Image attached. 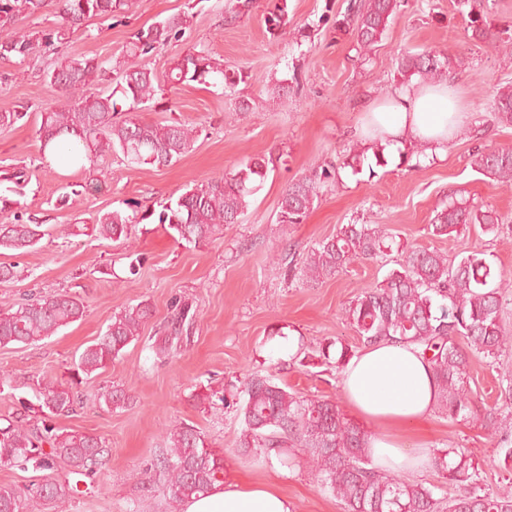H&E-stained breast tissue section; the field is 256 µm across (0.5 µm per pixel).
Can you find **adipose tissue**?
<instances>
[{
	"label": "adipose tissue",
	"mask_w": 512,
	"mask_h": 512,
	"mask_svg": "<svg viewBox=\"0 0 512 512\" xmlns=\"http://www.w3.org/2000/svg\"><path fill=\"white\" fill-rule=\"evenodd\" d=\"M464 120L449 86L415 83L394 88L371 105L357 135L395 145L418 141L441 155ZM342 393L351 413L371 428L376 467L415 472L424 467L428 452L409 454L402 442L406 426L424 420L438 399L432 368L419 347L387 341L367 346L345 366ZM184 512H291V507L275 486L221 483L186 502Z\"/></svg>",
	"instance_id": "obj_1"
}]
</instances>
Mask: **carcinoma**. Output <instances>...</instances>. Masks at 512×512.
<instances>
[{
    "label": "carcinoma",
    "instance_id": "1",
    "mask_svg": "<svg viewBox=\"0 0 512 512\" xmlns=\"http://www.w3.org/2000/svg\"><path fill=\"white\" fill-rule=\"evenodd\" d=\"M60 24L33 38L18 28L19 17L34 15L46 0H0V58L27 57L43 46L50 47L75 33L91 16L106 17L126 11L131 0H59ZM469 7L468 32L474 41L506 50L512 42L499 38L481 14L483 0H459ZM399 7V0H349L342 24L352 28L357 44L369 49L381 40ZM192 15L181 13L166 18L135 35L126 47L121 80L111 91L90 92L108 68L104 62L82 56L66 57L47 72L51 85L60 89L65 101L39 112L37 130L39 160L46 167L60 164L84 171L98 158L116 154L130 167L175 164L194 142V129L177 120L165 125L148 124L135 112L152 102L166 84L199 81L233 89L235 82L224 64L204 52L179 57L164 79L135 62L179 40L190 27ZM463 59L445 50L406 51L395 58L402 83L419 77L423 83L440 81L462 66ZM496 119L512 126V87L498 89L492 100ZM474 165L503 184L512 183V147L500 146L476 154ZM268 169L262 157L238 164L224 176L193 186L161 204L160 210L112 211L97 216L90 226L71 225L82 232L91 230L102 238H129L132 229L145 221L159 224L179 243L199 246L209 242L216 230L242 222L252 197L260 189ZM339 168L330 166L288 184L279 203L277 223L301 224L318 197L321 185L336 177ZM20 199L0 193V248L28 250L44 236L42 225L23 219ZM469 224L496 233L499 218L490 211L474 209L465 199H451L435 210L429 233L450 236ZM386 229L380 224H344L332 237L316 244L301 259L291 260L288 277L316 285L336 277L357 260H371L388 248ZM509 287L501 270L481 252L459 259L433 249L406 248L397 267L373 288L351 301L346 314L361 341L416 344L431 353L429 363L439 388L442 413L448 419L467 421L477 417L465 378L473 353L494 358L512 344L503 324L504 292ZM190 308L175 305V315L166 334L142 338L152 316L147 303H139L112 316L103 334L85 347L78 357L75 374L67 381L46 379L36 391L38 411L46 418L75 411V388L80 376H88L111 364L132 342L144 340L145 347L168 355L184 324L191 320ZM85 305L74 293L57 292L0 310V346L32 344L60 328L79 321ZM465 340V345L456 338ZM357 354V347L341 339L321 344L313 357L322 364L342 369ZM107 409L121 408L131 397L121 389L101 395ZM199 404L218 400L235 408L241 422L238 449L246 454L274 455L283 463L290 449L298 448L316 473L324 491L341 502L343 512H512V493H481L476 486L472 461L462 448L434 454L432 466L444 484L455 487L449 497H439L438 487L410 484L395 474L373 467L368 433L344 417L336 402L327 397L305 398L288 391L270 376L254 374L216 391L194 395ZM512 407L483 415L484 427L497 437L504 465L512 463ZM168 446L149 468V480L159 484L169 506L204 495L223 482L224 455L211 448L204 434L179 424L167 434ZM104 441L92 433L68 431L42 423L30 427L20 413L0 427V463L41 476L21 496L11 486L0 485V512H25L37 505L60 507L71 501L74 488L55 477L63 462L75 473L90 476L103 465Z\"/></svg>",
    "mask_w": 512,
    "mask_h": 512
}]
</instances>
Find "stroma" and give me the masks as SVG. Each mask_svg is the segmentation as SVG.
Segmentation results:
<instances>
[{
  "label": "stroma",
  "instance_id": "obj_1",
  "mask_svg": "<svg viewBox=\"0 0 512 512\" xmlns=\"http://www.w3.org/2000/svg\"><path fill=\"white\" fill-rule=\"evenodd\" d=\"M275 2L251 0L240 10L237 0H135L128 12L88 18L64 42L24 59H0V112L22 105L30 109L27 122L0 132V170L27 166L25 210L45 230L27 252L0 249V263L20 272L0 282V309L62 290L79 294L85 303L83 318L54 335L31 345L0 346V372L12 377L11 385L0 388V420L15 413L21 401L34 400L43 375L68 378L75 356L104 332L114 313L149 304L148 336L164 330L174 303L188 305L195 317L169 357L159 359L143 344H130L112 364L82 380L75 413L54 417L56 427L100 436L109 451L101 473L80 483L67 512H168L162 487L149 482L145 471L161 454L166 429L181 423L194 426L223 453L225 482L274 485L293 512H342L304 463L287 467L239 454L241 425L234 409L200 406L195 393L256 372L307 396L340 399L339 371L320 364L303 367L281 356L280 341L270 333L282 329L308 353L336 337L357 343L345 309L395 267L399 247L438 249L452 257L481 251L512 280V187L497 184L474 165L478 152L512 146V126L498 123L491 108L497 88L512 85V51L468 40V10L458 0H403L367 53L339 25L348 0H287L288 25L281 35L271 34L266 23ZM183 12L193 16L190 29L180 41L144 57V64L162 75L178 57L205 51L234 74L233 96L199 82L165 88L139 116L148 123L177 119L192 125V149L164 168H131L110 157L101 166L106 179L101 192L65 196V186L85 177L44 168L39 161L38 113L61 97L47 80V69L73 55L121 60L134 34ZM426 48L467 59L466 67L448 79L467 119L453 132L447 156L439 160L418 153L403 165L393 158L371 174L342 167L359 143L355 131L365 121L366 107L400 82L393 59L401 51ZM282 79L288 92L277 100L273 90ZM242 100L248 111H239ZM254 157L272 159L274 169L242 223L199 247L178 244L156 224L136 225L130 239L117 241L62 232L75 218L90 222L105 212L127 210L134 201L157 208ZM336 164L338 181L321 189L303 223L280 229L279 202L288 183ZM452 197L495 212L498 233L483 232L476 224L448 237L429 234L436 208ZM344 224L386 225L396 248L354 262L314 287L289 280L291 257L305 256ZM133 253L142 259L135 275L128 269ZM511 381L512 351L495 364L471 355L468 386L479 408L501 406ZM111 386L125 389L132 402L104 410L101 395ZM405 443L412 450L423 445L435 452L467 449L482 491L512 486V468L499 465L496 442L479 424L449 420L436 409L407 429Z\"/></svg>",
  "mask_w": 512,
  "mask_h": 512
}]
</instances>
